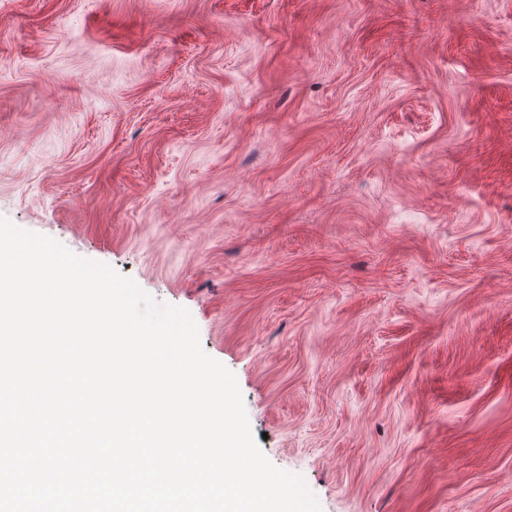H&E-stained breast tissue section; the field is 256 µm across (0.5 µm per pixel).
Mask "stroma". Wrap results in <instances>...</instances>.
Returning a JSON list of instances; mask_svg holds the SVG:
<instances>
[{"label": "stroma", "instance_id": "1", "mask_svg": "<svg viewBox=\"0 0 512 512\" xmlns=\"http://www.w3.org/2000/svg\"><path fill=\"white\" fill-rule=\"evenodd\" d=\"M0 216L187 309L321 512H512V0H0Z\"/></svg>", "mask_w": 512, "mask_h": 512}]
</instances>
